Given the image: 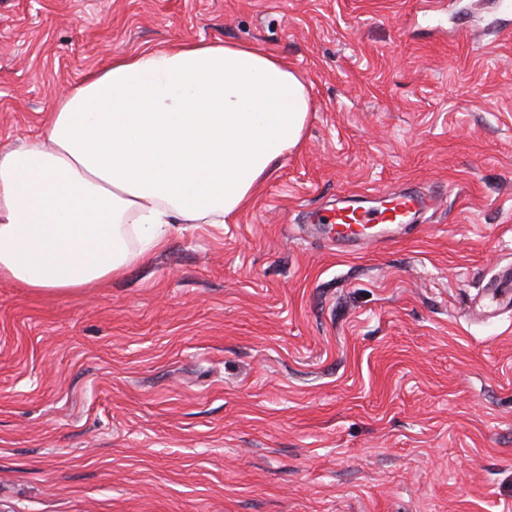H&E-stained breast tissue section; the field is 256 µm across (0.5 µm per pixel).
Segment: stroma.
Masks as SVG:
<instances>
[{
  "mask_svg": "<svg viewBox=\"0 0 512 512\" xmlns=\"http://www.w3.org/2000/svg\"><path fill=\"white\" fill-rule=\"evenodd\" d=\"M249 44L312 100L225 224L103 285L0 279V512H512V11L491 0H0V152L119 51ZM433 217L340 253L341 193Z\"/></svg>",
  "mask_w": 512,
  "mask_h": 512,
  "instance_id": "1",
  "label": "stroma"
}]
</instances>
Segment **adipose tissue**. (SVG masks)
<instances>
[{"label":"adipose tissue","mask_w":512,"mask_h":512,"mask_svg":"<svg viewBox=\"0 0 512 512\" xmlns=\"http://www.w3.org/2000/svg\"><path fill=\"white\" fill-rule=\"evenodd\" d=\"M303 80L254 46L118 52L0 153V278L72 292L147 261L185 224H223L297 149Z\"/></svg>","instance_id":"obj_1"}]
</instances>
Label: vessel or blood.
Segmentation results:
<instances>
[{"label":"vessel or blood","instance_id":"obj_1","mask_svg":"<svg viewBox=\"0 0 512 512\" xmlns=\"http://www.w3.org/2000/svg\"><path fill=\"white\" fill-rule=\"evenodd\" d=\"M436 196L419 190L348 194L314 219L328 225L329 238L340 248L363 249L392 241L413 231L425 213L434 209Z\"/></svg>","mask_w":512,"mask_h":512}]
</instances>
